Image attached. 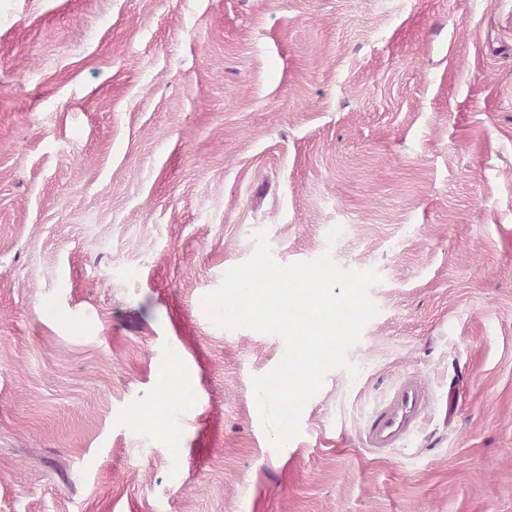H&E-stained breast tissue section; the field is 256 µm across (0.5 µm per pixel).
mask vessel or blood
I'll return each mask as SVG.
<instances>
[{
	"label": "vessel or blood",
	"mask_w": 512,
	"mask_h": 512,
	"mask_svg": "<svg viewBox=\"0 0 512 512\" xmlns=\"http://www.w3.org/2000/svg\"><path fill=\"white\" fill-rule=\"evenodd\" d=\"M426 385L418 378L401 381L391 398L369 417L364 428L371 448H389L403 439L425 411Z\"/></svg>",
	"instance_id": "obj_1"
}]
</instances>
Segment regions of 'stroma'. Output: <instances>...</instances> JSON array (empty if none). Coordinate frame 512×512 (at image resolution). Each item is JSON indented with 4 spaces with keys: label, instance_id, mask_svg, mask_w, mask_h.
Returning a JSON list of instances; mask_svg holds the SVG:
<instances>
[{
    "label": "stroma",
    "instance_id": "1",
    "mask_svg": "<svg viewBox=\"0 0 512 512\" xmlns=\"http://www.w3.org/2000/svg\"><path fill=\"white\" fill-rule=\"evenodd\" d=\"M261 230L381 277L284 452L202 303ZM0 512H512V0H0ZM426 385L418 378L401 381L391 398L369 417L364 428L369 448H390L403 439L423 417Z\"/></svg>",
    "mask_w": 512,
    "mask_h": 512
}]
</instances>
